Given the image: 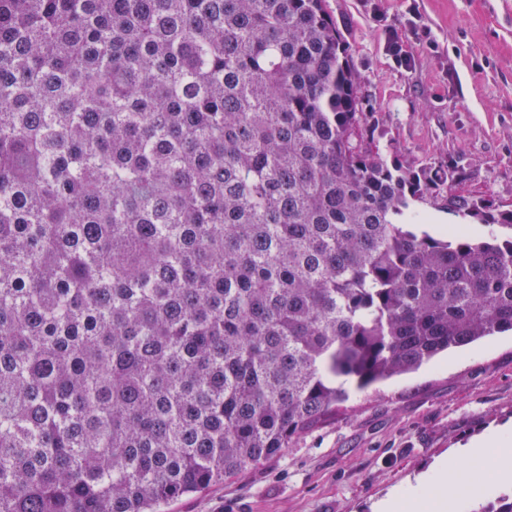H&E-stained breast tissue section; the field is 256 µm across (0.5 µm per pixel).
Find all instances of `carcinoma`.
<instances>
[{
  "label": "carcinoma",
  "instance_id": "carcinoma-1",
  "mask_svg": "<svg viewBox=\"0 0 512 512\" xmlns=\"http://www.w3.org/2000/svg\"><path fill=\"white\" fill-rule=\"evenodd\" d=\"M360 84L324 0H0V512H157L512 331V208ZM415 207L425 213H427L431 217V224H424L422 227L427 230L431 235L435 237L444 236L448 229L457 224L463 223L465 226L470 228L475 234H480L482 232L483 227L477 223V221L473 219H462L453 214H448L445 210L435 209L434 206L418 202L415 204ZM441 216L444 217L441 220ZM444 222V223H440Z\"/></svg>",
  "mask_w": 512,
  "mask_h": 512
}]
</instances>
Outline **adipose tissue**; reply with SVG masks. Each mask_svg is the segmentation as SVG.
Listing matches in <instances>:
<instances>
[{"instance_id": "obj_1", "label": "adipose tissue", "mask_w": 512, "mask_h": 512, "mask_svg": "<svg viewBox=\"0 0 512 512\" xmlns=\"http://www.w3.org/2000/svg\"><path fill=\"white\" fill-rule=\"evenodd\" d=\"M465 461L477 463L491 485H512V424L486 432L456 449L406 492L380 501L376 512H424L431 506L441 512H464L467 498L460 490L457 466Z\"/></svg>"}]
</instances>
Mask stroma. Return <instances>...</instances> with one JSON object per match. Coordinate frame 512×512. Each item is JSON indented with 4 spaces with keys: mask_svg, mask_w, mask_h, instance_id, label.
Instances as JSON below:
<instances>
[{
    "mask_svg": "<svg viewBox=\"0 0 512 512\" xmlns=\"http://www.w3.org/2000/svg\"><path fill=\"white\" fill-rule=\"evenodd\" d=\"M361 74L368 139L419 170L454 164L465 196L512 205V0H325ZM395 30L413 67L389 52ZM283 453L162 512H374L432 465L512 423V333L351 395Z\"/></svg>",
    "mask_w": 512,
    "mask_h": 512,
    "instance_id": "obj_1",
    "label": "stroma"
}]
</instances>
